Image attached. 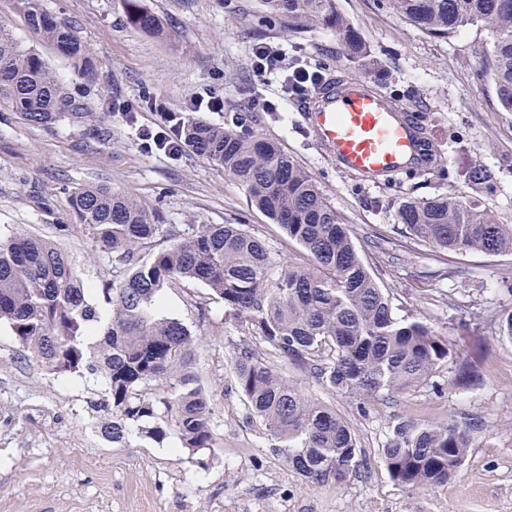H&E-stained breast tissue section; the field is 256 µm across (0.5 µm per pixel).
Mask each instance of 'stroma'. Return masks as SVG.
<instances>
[{"mask_svg": "<svg viewBox=\"0 0 512 512\" xmlns=\"http://www.w3.org/2000/svg\"><path fill=\"white\" fill-rule=\"evenodd\" d=\"M336 2L374 65L348 61L333 29L288 35L278 21L260 17L254 0H142L162 21L160 35L127 22L123 0H41L89 46L96 67L87 80L27 25L16 0H0V25L51 62L85 114L76 121L61 112L51 123L35 124L0 100V236L55 240L81 276L99 285L107 262L74 225L68 199L76 186L102 185L141 199L181 228L245 225L278 259L299 260L297 246L251 207L245 189L223 168L189 150L175 158L144 151L140 134L154 125V114L143 108L132 120L118 109L151 94L179 112L214 88L224 93V109L199 118L219 125L225 113L251 99L279 101L277 78L257 81L251 57L256 43H280L287 63L310 65L327 77H369L382 93L414 96L417 111L434 114L429 136L437 162L376 183L337 167L310 133L301 100L279 101L278 111L253 116L255 131L304 166L350 225L363 260L399 313L428 317L462 351L473 337L483 338L482 384L455 386L454 367L445 363L434 386L362 401L288 368L305 397L348 420L365 452L367 466L356 476L318 485L296 475L265 427L247 415L232 366L234 347L246 332L203 285L160 294L163 314L181 320L200 340L195 369L222 439L203 465L173 433L160 443L136 429L124 443L103 440L98 429L104 416L90 405L102 378L50 373L21 351L2 323L0 512H512V340L488 321L512 312V255L442 253L405 245L391 231L400 201L446 192L478 201L512 224V112L500 107L473 53L488 34L466 27L452 38L432 39L388 8L387 0ZM473 163L495 173L492 186L480 193L457 174ZM61 224L70 227L63 236L56 232ZM462 414L481 418L485 430L453 480L428 490L391 480L381 450L395 420L439 423Z\"/></svg>", "mask_w": 512, "mask_h": 512, "instance_id": "obj_1", "label": "stroma"}]
</instances>
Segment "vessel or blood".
<instances>
[{"label": "vessel or blood", "mask_w": 512, "mask_h": 512, "mask_svg": "<svg viewBox=\"0 0 512 512\" xmlns=\"http://www.w3.org/2000/svg\"><path fill=\"white\" fill-rule=\"evenodd\" d=\"M303 110L317 141L346 172L375 180L425 166L414 125L369 78L320 86Z\"/></svg>", "instance_id": "obj_1"}]
</instances>
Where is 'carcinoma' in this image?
Instances as JSON below:
<instances>
[{
    "label": "carcinoma",
    "mask_w": 512,
    "mask_h": 512,
    "mask_svg": "<svg viewBox=\"0 0 512 512\" xmlns=\"http://www.w3.org/2000/svg\"><path fill=\"white\" fill-rule=\"evenodd\" d=\"M392 8L425 34L447 39L468 26L490 40L475 49L482 74L501 107L512 112V0H391ZM29 26L42 33L81 73L93 75L91 51L41 0H18ZM260 12L283 30H336L353 59L370 52L336 8V0H258ZM126 19L146 29L158 19L140 0H125ZM0 100L32 122L54 119L66 101L50 63L0 27ZM183 137L199 156L239 182L250 204L279 225L303 251L290 263L241 224L163 229L162 215L109 187L74 188L69 206L79 227L109 255L112 279L89 300L88 282L73 257L33 235L0 239V324L54 374L101 376V426L112 443L132 426L162 441L175 432L183 447H216L207 392L194 361L198 337L159 311L160 293L200 283L224 302L250 341L236 346L234 380L249 416L275 441L288 466L304 479L342 482L364 466L353 429L336 409L308 400L281 371L299 368L334 391L361 400L390 396L430 382L444 362L453 382H482V355H462L425 316L399 315L362 259L349 225L310 172L273 141L256 134L250 112H230L224 125L187 119ZM467 183L489 185L493 173L474 163L459 170ZM400 236L446 252L512 254V224L453 193L408 198L398 208ZM173 239L157 247L160 233ZM483 423L460 416L442 424L399 420L381 449L397 484L443 486L465 461Z\"/></svg>",
    "instance_id": "cac0c4a2"
}]
</instances>
